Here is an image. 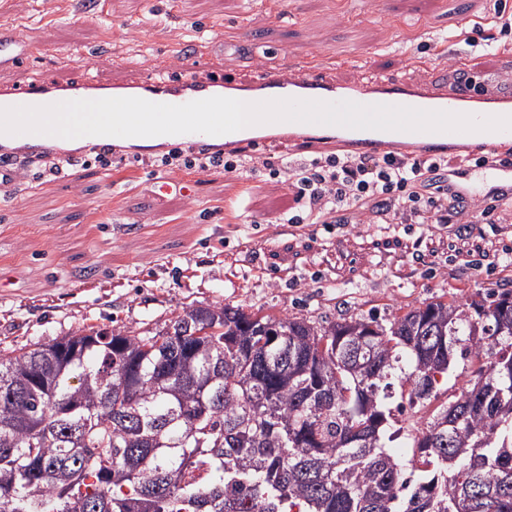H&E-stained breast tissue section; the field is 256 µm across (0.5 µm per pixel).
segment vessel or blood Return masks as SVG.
<instances>
[{
	"label": "vessel or blood",
	"instance_id": "vessel-or-blood-1",
	"mask_svg": "<svg viewBox=\"0 0 512 512\" xmlns=\"http://www.w3.org/2000/svg\"><path fill=\"white\" fill-rule=\"evenodd\" d=\"M55 49L36 35L22 36L14 29L0 28V68L17 66L36 55H51ZM258 103L275 99L319 101L349 100L362 105L405 106L430 111H446L476 117L512 116V86L499 96L479 99L463 90L451 91L436 83L390 80L364 76L355 81H339L314 72L301 64L266 67L247 82L220 84L206 82L188 74L172 82L154 75L136 84H104L85 78L72 85L32 81L23 87L0 85V108L44 106L69 100L137 97L155 103L180 105L214 96ZM337 137L347 139L353 150L368 156L386 155L395 140L427 161L438 158L451 148L478 144L485 153L480 165L482 180L501 199L512 198V168L497 164L494 155L499 147V132H407L357 130L335 127Z\"/></svg>",
	"mask_w": 512,
	"mask_h": 512
}]
</instances>
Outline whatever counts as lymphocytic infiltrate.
<instances>
[{
  "instance_id": "obj_1",
  "label": "lymphocytic infiltrate",
  "mask_w": 512,
  "mask_h": 512,
  "mask_svg": "<svg viewBox=\"0 0 512 512\" xmlns=\"http://www.w3.org/2000/svg\"><path fill=\"white\" fill-rule=\"evenodd\" d=\"M164 166L193 172L224 170L243 176L268 172L284 180L304 212L292 224H466L470 212L443 185L448 160L420 161L389 154L365 158L330 153L309 161L280 157L172 156Z\"/></svg>"
}]
</instances>
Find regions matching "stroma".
I'll list each match as a JSON object with an SVG mask.
<instances>
[{
  "mask_svg": "<svg viewBox=\"0 0 512 512\" xmlns=\"http://www.w3.org/2000/svg\"><path fill=\"white\" fill-rule=\"evenodd\" d=\"M512 0H0V25L35 33L57 48L80 47L76 62L33 57L0 71V85L72 82L91 74L132 80L165 68L184 76L188 56L204 72L245 80L262 66L299 63L341 81L362 60L372 76L427 81L455 67L493 80L512 52L485 38ZM254 33V52L238 45ZM310 159L346 152L335 137L281 133L239 138L236 147L176 141L151 148L101 142L73 149L83 167L39 177L58 146L16 152L22 177L0 197V354L27 352L90 327L153 332L189 307L231 304L258 315L296 316L329 325L350 315L390 318L397 308L435 300L449 286L467 293L512 289V223H495V196L480 195L471 225L288 224L301 213L287 185L266 174L197 176L179 188L180 170L163 157L201 152ZM140 159L137 169L124 161ZM173 182L165 192L156 183ZM233 208H226V199Z\"/></svg>",
  "mask_w": 512,
  "mask_h": 512,
  "instance_id": "stroma-1",
  "label": "stroma"
}]
</instances>
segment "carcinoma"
I'll return each mask as SVG.
<instances>
[{
    "label": "carcinoma",
    "instance_id": "1",
    "mask_svg": "<svg viewBox=\"0 0 512 512\" xmlns=\"http://www.w3.org/2000/svg\"><path fill=\"white\" fill-rule=\"evenodd\" d=\"M488 296L327 326L200 306L0 356V512H512V290ZM403 358L416 477L385 449Z\"/></svg>",
    "mask_w": 512,
    "mask_h": 512
}]
</instances>
